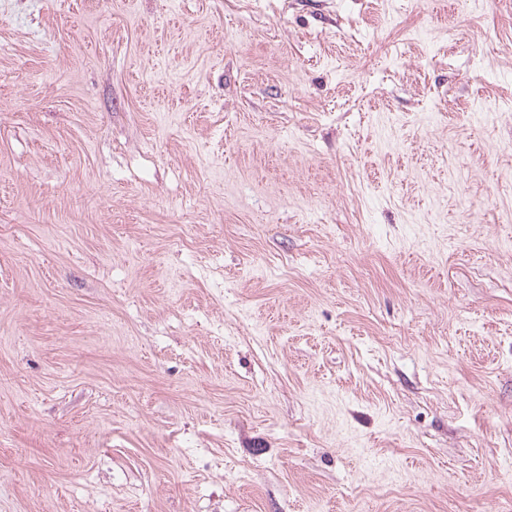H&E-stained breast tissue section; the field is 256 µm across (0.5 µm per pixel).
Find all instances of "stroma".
I'll use <instances>...</instances> for the list:
<instances>
[{"instance_id": "35a3bbf8", "label": "stroma", "mask_w": 512, "mask_h": 512, "mask_svg": "<svg viewBox=\"0 0 512 512\" xmlns=\"http://www.w3.org/2000/svg\"><path fill=\"white\" fill-rule=\"evenodd\" d=\"M0 512H512V0H0Z\"/></svg>"}]
</instances>
